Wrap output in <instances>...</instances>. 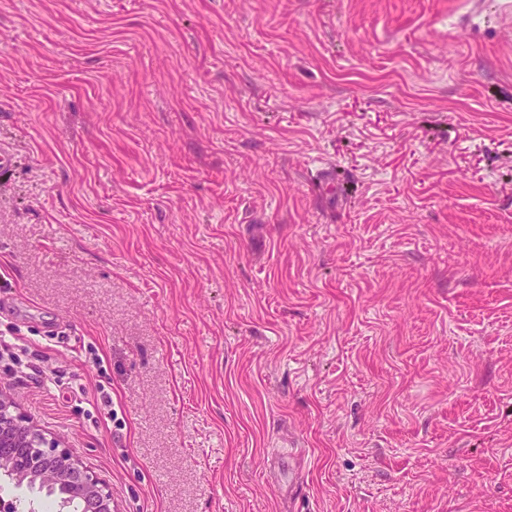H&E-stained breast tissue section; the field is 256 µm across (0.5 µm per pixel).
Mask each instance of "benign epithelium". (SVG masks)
Segmentation results:
<instances>
[{"label":"benign epithelium","mask_w":512,"mask_h":512,"mask_svg":"<svg viewBox=\"0 0 512 512\" xmlns=\"http://www.w3.org/2000/svg\"><path fill=\"white\" fill-rule=\"evenodd\" d=\"M17 488L59 499L58 512L81 503V512H112V496L94 473L74 462L60 443L47 439L0 391V477Z\"/></svg>","instance_id":"obj_1"}]
</instances>
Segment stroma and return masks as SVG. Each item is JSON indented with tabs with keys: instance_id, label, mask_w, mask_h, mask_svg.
Returning a JSON list of instances; mask_svg holds the SVG:
<instances>
[{
	"instance_id": "1",
	"label": "stroma",
	"mask_w": 512,
	"mask_h": 512,
	"mask_svg": "<svg viewBox=\"0 0 512 512\" xmlns=\"http://www.w3.org/2000/svg\"><path fill=\"white\" fill-rule=\"evenodd\" d=\"M0 145V391L117 512H512V0H0Z\"/></svg>"
}]
</instances>
